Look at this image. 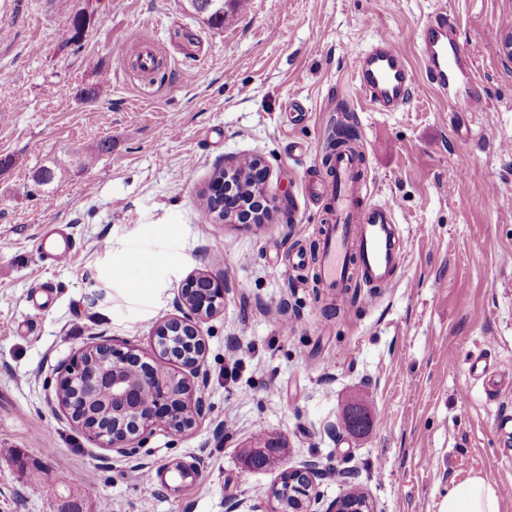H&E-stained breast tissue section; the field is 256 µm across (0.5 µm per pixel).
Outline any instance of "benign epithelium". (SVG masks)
<instances>
[{
  "instance_id": "obj_1",
  "label": "benign epithelium",
  "mask_w": 512,
  "mask_h": 512,
  "mask_svg": "<svg viewBox=\"0 0 512 512\" xmlns=\"http://www.w3.org/2000/svg\"><path fill=\"white\" fill-rule=\"evenodd\" d=\"M268 171L258 158L246 172L234 164L224 169V179L215 184L223 191L224 220L239 224H263L269 211L279 208L277 197L266 192ZM224 279L198 273L185 283L178 309L159 322L154 336L172 333L191 346V353L173 348L166 355L187 369L177 377L142 361L133 350L127 351L106 340L90 343L76 353L60 372L55 391L57 405L70 415L100 447L110 448L125 457L135 454L145 439L158 426L175 432L191 429L204 417L205 402L194 396L204 385L200 365L205 344L201 334L202 320L224 305ZM322 469L315 460L302 467L286 469L288 498L276 488L273 497L278 504L272 512H313L317 501L315 483ZM323 512H374L372 504L356 506L341 496Z\"/></svg>"
}]
</instances>
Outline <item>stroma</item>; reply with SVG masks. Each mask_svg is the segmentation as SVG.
Masks as SVG:
<instances>
[{"mask_svg": "<svg viewBox=\"0 0 512 512\" xmlns=\"http://www.w3.org/2000/svg\"><path fill=\"white\" fill-rule=\"evenodd\" d=\"M437 16L483 111H448L431 88L420 42ZM510 18L512 0H224L217 28L186 0H0V512H225L231 498L271 512L281 473L310 460L324 503L356 488L375 512H441L451 483L479 473L512 512ZM381 36L414 72L397 112L355 78ZM137 42L162 59L151 76L125 57ZM102 77L104 97L81 96ZM338 128L363 144L403 248L393 287L357 285L341 307L313 264H290L328 218L304 186L324 178ZM102 140L80 170L76 150ZM255 155L286 212L202 219L214 173ZM50 164L63 179L36 186ZM48 224L71 235L65 263L38 253ZM198 272L227 281L201 325L205 417L157 427L131 459L98 447L54 401L61 369L97 338L181 373L153 330ZM352 404L372 420L360 434L342 422ZM260 429L285 443L266 469L245 455Z\"/></svg>", "mask_w": 512, "mask_h": 512, "instance_id": "1", "label": "stroma"}]
</instances>
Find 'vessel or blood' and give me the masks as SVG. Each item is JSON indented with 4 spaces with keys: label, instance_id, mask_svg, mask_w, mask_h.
<instances>
[{
    "label": "vessel or blood",
    "instance_id": "b4317fda",
    "mask_svg": "<svg viewBox=\"0 0 512 512\" xmlns=\"http://www.w3.org/2000/svg\"><path fill=\"white\" fill-rule=\"evenodd\" d=\"M422 51L430 84L449 110L462 105L472 112L482 110L478 96L462 92L467 64L447 19H435L427 27ZM356 72L361 89L384 107L399 110L409 103L414 74L392 39L380 37L359 57ZM328 167V177L309 186L312 200L323 203L332 215L319 238L316 263L321 287L342 299L356 277L368 285L392 284L402 254L392 206L370 201L367 170L358 152L337 151ZM73 248L72 238L63 228L51 227L40 237V253L52 262L68 260Z\"/></svg>",
    "mask_w": 512,
    "mask_h": 512
}]
</instances>
